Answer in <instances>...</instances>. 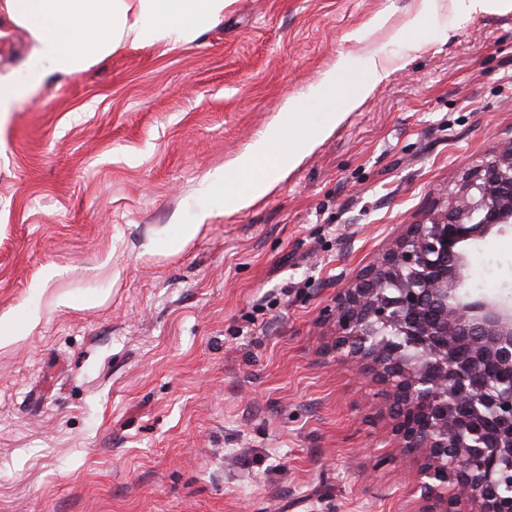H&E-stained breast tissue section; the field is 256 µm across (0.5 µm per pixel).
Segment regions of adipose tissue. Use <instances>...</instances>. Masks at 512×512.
<instances>
[{"mask_svg":"<svg viewBox=\"0 0 512 512\" xmlns=\"http://www.w3.org/2000/svg\"><path fill=\"white\" fill-rule=\"evenodd\" d=\"M229 0H0V13L25 28L33 51L24 75L0 79V114L13 111L24 93L54 74L76 76L93 61L124 47L158 43L184 46L224 19ZM300 105L286 99L276 121L234 163L236 178L223 185L224 208L237 211L267 194L282 173L317 144L314 134L287 138L301 123Z\"/></svg>","mask_w":512,"mask_h":512,"instance_id":"ef3b65f1","label":"adipose tissue"}]
</instances>
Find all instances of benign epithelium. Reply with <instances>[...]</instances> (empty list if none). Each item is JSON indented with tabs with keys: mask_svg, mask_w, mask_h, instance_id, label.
I'll use <instances>...</instances> for the list:
<instances>
[{
	"mask_svg": "<svg viewBox=\"0 0 512 512\" xmlns=\"http://www.w3.org/2000/svg\"><path fill=\"white\" fill-rule=\"evenodd\" d=\"M512 231V139L336 295L332 349L385 387L423 512H512V299L471 292L468 252Z\"/></svg>",
	"mask_w": 512,
	"mask_h": 512,
	"instance_id": "obj_1",
	"label": "benign epithelium"
}]
</instances>
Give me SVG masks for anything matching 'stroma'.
I'll return each instance as SVG.
<instances>
[{
  "label": "stroma",
  "instance_id": "obj_1",
  "mask_svg": "<svg viewBox=\"0 0 512 512\" xmlns=\"http://www.w3.org/2000/svg\"><path fill=\"white\" fill-rule=\"evenodd\" d=\"M30 54L1 15L0 76ZM342 59L338 94L371 95L225 212L206 177L287 97L320 125ZM511 137L512 10L453 0H234L192 44L126 48L20 100L0 123V512H422L417 458L323 313ZM466 275L512 294V234Z\"/></svg>",
  "mask_w": 512,
  "mask_h": 512
}]
</instances>
